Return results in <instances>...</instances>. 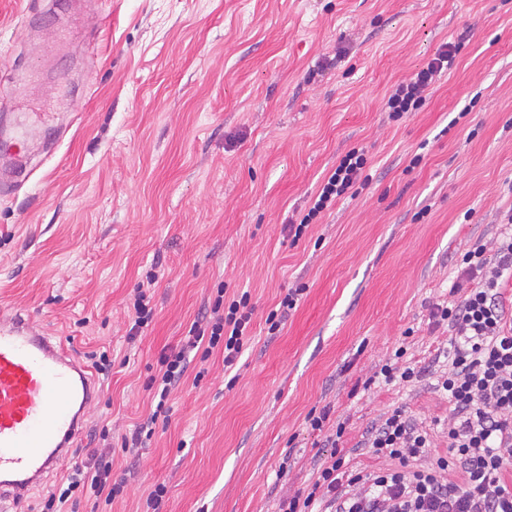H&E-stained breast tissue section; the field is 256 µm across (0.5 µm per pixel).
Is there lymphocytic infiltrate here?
<instances>
[{
    "label": "lymphocytic infiltrate",
    "mask_w": 512,
    "mask_h": 512,
    "mask_svg": "<svg viewBox=\"0 0 512 512\" xmlns=\"http://www.w3.org/2000/svg\"><path fill=\"white\" fill-rule=\"evenodd\" d=\"M464 40L443 43L409 78L395 84L385 109L398 119L421 110L430 90L447 75ZM368 158L352 148L320 184L314 201L294 229H304L347 193L366 186ZM463 266L449 289L454 302H435L429 316L448 330V368L437 377V390L448 398L444 431L448 453L435 452L433 436L405 408L396 407L367 429L360 446L380 462L367 472L345 456L329 455L309 488L279 504V512H512V312L504 290L512 281V234L476 243L462 258ZM220 315L192 323L180 347L162 353L159 370L146 385L155 408L123 439V453L138 455L155 432L159 418H170V395L184 381L197 355L224 350L225 368L243 353L253 308L249 294L224 301L216 297ZM97 495L114 501L124 491L112 479V460L99 457L91 479L81 469L68 475L65 487L50 492L43 512H69L83 482Z\"/></svg>",
    "instance_id": "1"
}]
</instances>
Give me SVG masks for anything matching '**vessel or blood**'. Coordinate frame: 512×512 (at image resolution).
Listing matches in <instances>:
<instances>
[{
	"instance_id": "vessel-or-blood-1",
	"label": "vessel or blood",
	"mask_w": 512,
	"mask_h": 512,
	"mask_svg": "<svg viewBox=\"0 0 512 512\" xmlns=\"http://www.w3.org/2000/svg\"><path fill=\"white\" fill-rule=\"evenodd\" d=\"M100 387L64 341L22 313L0 317V502L23 500L77 447Z\"/></svg>"
}]
</instances>
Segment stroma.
Instances as JSON below:
<instances>
[{
    "label": "stroma",
    "instance_id": "1",
    "mask_svg": "<svg viewBox=\"0 0 512 512\" xmlns=\"http://www.w3.org/2000/svg\"><path fill=\"white\" fill-rule=\"evenodd\" d=\"M461 35L427 106L390 119L387 89ZM0 125V315L112 362L70 461L92 465L110 433L126 487L79 512H147L158 483V512H278L328 454L312 409L345 422L346 452L392 408L446 418L434 375L363 383L400 346L447 364L428 306L512 212V0H0ZM354 147L369 185L289 236ZM152 271L154 319L132 340L127 303ZM245 292L233 372L213 350L126 458L161 351L216 294ZM301 295L300 289L292 288L288 290V293L285 295L281 302V307L283 308V313L281 312L280 315L278 314L279 310H273L270 311L267 318H266V324L269 325L268 327V333L270 335H275L277 331H279L282 321L285 317V308L290 311L294 309L297 305L298 296Z\"/></svg>",
    "mask_w": 512,
    "mask_h": 512
}]
</instances>
